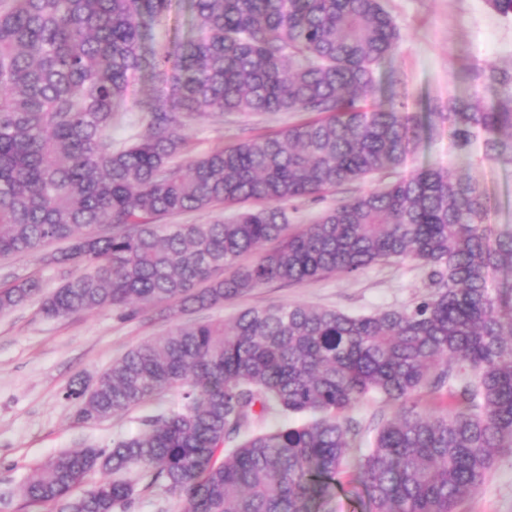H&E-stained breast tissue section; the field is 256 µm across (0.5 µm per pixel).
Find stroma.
<instances>
[{"label": "stroma", "instance_id": "35a3bbf8", "mask_svg": "<svg viewBox=\"0 0 512 512\" xmlns=\"http://www.w3.org/2000/svg\"><path fill=\"white\" fill-rule=\"evenodd\" d=\"M402 39L392 57L375 69L378 90L374 104L404 103L407 111L423 112L444 106L452 94L462 93L468 68L485 69L512 63V17L491 10L485 0H384ZM191 0H170L166 14L151 21L144 45L158 49L192 34ZM152 72L141 73L112 123V140L124 142L134 131L137 103L161 90ZM305 113L232 114L223 124L192 122L186 131L190 156L241 141L276 133L304 121ZM440 165L453 174L462 166L450 148L447 134L423 139L405 166L414 171ZM471 173L496 202L491 222L496 230L512 227V167L475 160ZM396 177L389 171L346 185L322 200L288 204L291 229L318 216L336 201L350 198ZM50 250L14 258V277L35 276L45 291L56 288L61 267ZM424 280L415 263L375 264L352 275H330L295 284L274 283L234 301L193 313L196 321H230L246 307L300 302L335 308L353 315L411 304L424 293ZM175 317L148 313L133 322L116 320L110 312L95 311L63 319H47L31 302L0 314V512H25L20 488L33 467L68 450L105 446L141 428L144 408L87 425L75 418L64 391L72 379H95L132 347L166 334ZM457 512H512V455L501 457L481 490L467 498Z\"/></svg>", "mask_w": 512, "mask_h": 512}]
</instances>
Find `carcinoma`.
Segmentation results:
<instances>
[{
	"instance_id": "1",
	"label": "carcinoma",
	"mask_w": 512,
	"mask_h": 512,
	"mask_svg": "<svg viewBox=\"0 0 512 512\" xmlns=\"http://www.w3.org/2000/svg\"><path fill=\"white\" fill-rule=\"evenodd\" d=\"M169 0H0V260L63 243L68 268L0 283V312L40 299L47 319L107 310H203L264 286L415 262L428 291L409 306L351 315L289 303L229 322L177 324L64 397L94 424L152 406L134 435L63 452L22 486L27 506L128 512L144 489L183 512H334L352 470L367 512H456L512 454V231L468 173L430 166L342 200L288 232V202L402 167L423 133L459 156L512 165V66L476 69L448 111L419 120L371 106L375 66L400 40L381 0H192L194 34L146 51V19ZM166 76L138 105L143 130L112 146L131 79ZM496 90L484 101L485 88ZM318 112L273 135L181 161L187 123L226 114ZM232 210L205 224L167 216ZM273 247L249 262L243 257ZM185 387L184 408L158 407ZM446 395L426 410L421 391ZM395 407L358 448L353 410ZM271 413L303 421L257 432ZM230 447L224 460L218 450ZM112 478L88 484L90 475Z\"/></svg>"
}]
</instances>
